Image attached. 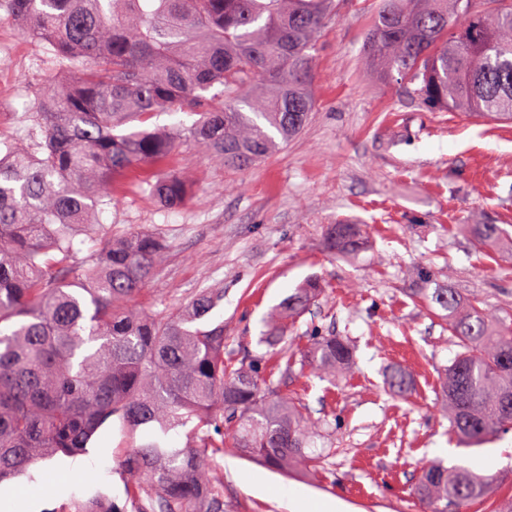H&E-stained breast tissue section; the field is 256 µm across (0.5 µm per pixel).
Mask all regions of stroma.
<instances>
[{
  "instance_id": "stroma-1",
  "label": "stroma",
  "mask_w": 512,
  "mask_h": 512,
  "mask_svg": "<svg viewBox=\"0 0 512 512\" xmlns=\"http://www.w3.org/2000/svg\"><path fill=\"white\" fill-rule=\"evenodd\" d=\"M381 0H343L317 39L315 111L303 132L245 171L224 168L183 143L168 166L189 199L161 207L141 187L144 169L113 190L99 224L77 238L80 257L133 230L158 233L162 263L146 284L145 310L174 309L204 288L224 299L214 321L228 348L266 353L265 320L304 281L325 292L288 327L294 345L336 334L353 349L335 379L293 365L283 385L318 423L312 473L288 478L225 451L226 512H286L288 488L341 502L346 512H420V468L435 462L486 473L487 499L512 501V432L465 447L440 409L444 370L458 347L444 311L423 291L450 288L512 324V122L432 109L406 85L363 79L367 38ZM51 47L0 20V136L25 138L43 79L60 73ZM361 225L367 247L328 251V225ZM463 224L505 233L477 245ZM411 389L393 393L392 372ZM129 438L105 423L85 453L59 455L0 484L18 512H58L70 498L124 503L120 467ZM500 457L484 471L481 458Z\"/></svg>"
}]
</instances>
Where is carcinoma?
Instances as JSON below:
<instances>
[{"instance_id":"obj_1","label":"carcinoma","mask_w":512,"mask_h":512,"mask_svg":"<svg viewBox=\"0 0 512 512\" xmlns=\"http://www.w3.org/2000/svg\"><path fill=\"white\" fill-rule=\"evenodd\" d=\"M472 0H383L368 37L369 82L414 84L438 106L512 121V0L491 12ZM339 0H0L47 43L73 79L42 83L28 138L0 148V483L55 454L88 448L109 418L131 439L121 465L126 505L97 496L62 512H224L230 448L268 467L307 469L315 423L279 389L288 375V321L322 294L310 279L267 321L276 364L224 345V323L198 326L224 292L181 308L139 307L163 256L134 230L76 261L74 239L112 184L134 165L162 206L186 202L182 177L162 166L188 139L226 168L244 170L305 127L314 110L313 54ZM248 111H243V108ZM160 112H194L187 128H136ZM483 244L497 224H463ZM329 249L356 255V224H331ZM461 351L446 370L441 407L470 446L512 429V327L435 288ZM297 362L333 378L352 360L340 336H316ZM181 433V448L168 438ZM485 479L422 468L427 512H470Z\"/></svg>"}]
</instances>
